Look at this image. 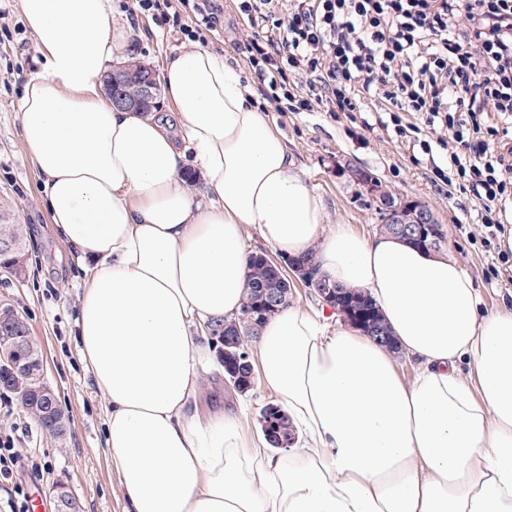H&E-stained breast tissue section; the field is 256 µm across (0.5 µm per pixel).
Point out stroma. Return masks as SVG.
<instances>
[{"mask_svg":"<svg viewBox=\"0 0 512 512\" xmlns=\"http://www.w3.org/2000/svg\"><path fill=\"white\" fill-rule=\"evenodd\" d=\"M115 23L131 26L134 61L152 71L163 69L166 57L188 40L163 33L150 20L132 21L114 10ZM34 41L0 45V71L18 63L22 73L0 82V202L9 203L17 223L27 230L25 276L0 269V305L21 316L46 361L45 380L54 390L69 419L65 436L41 431L20 402L0 405V439H12L39 473L21 468L15 482L40 493L45 512H56L52 489L68 485L79 499L81 512H125V502L105 446V415L100 390L86 369L75 342V311L82 277L70 248L56 238L49 224L39 186V174L21 142L18 110L22 88L33 67ZM269 120L288 142L294 161L327 208L329 223L350 225L358 233L375 234L379 215L366 203L365 191L351 179V169L372 174L394 197L413 199L429 207L448 230L445 254L454 258L472 278L485 312L512 306V285L491 278L493 252L474 243L476 213L471 195H444L426 176L427 166L415 163L411 150L391 139L382 128L359 129L346 118L322 112L269 113ZM202 414L218 409L234 413L248 435L260 432L262 407L271 392L254 386L246 394L225 388L216 371L202 376Z\"/></svg>","mask_w":512,"mask_h":512,"instance_id":"stroma-1","label":"stroma"}]
</instances>
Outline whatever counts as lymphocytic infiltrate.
<instances>
[{
    "instance_id": "obj_1",
    "label": "lymphocytic infiltrate",
    "mask_w": 512,
    "mask_h": 512,
    "mask_svg": "<svg viewBox=\"0 0 512 512\" xmlns=\"http://www.w3.org/2000/svg\"><path fill=\"white\" fill-rule=\"evenodd\" d=\"M263 112H329L378 123L409 149L440 153L432 181L470 192L496 250L512 221V0H232ZM189 40L224 28L218 0H121Z\"/></svg>"
}]
</instances>
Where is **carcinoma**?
I'll return each mask as SVG.
<instances>
[{
	"label": "carcinoma",
	"instance_id": "obj_1",
	"mask_svg": "<svg viewBox=\"0 0 512 512\" xmlns=\"http://www.w3.org/2000/svg\"><path fill=\"white\" fill-rule=\"evenodd\" d=\"M0 239H8L17 244L18 249L10 254H1L5 265L15 269L14 259L26 250V236L22 225L0 219ZM333 289L334 310L345 316L362 333L385 346L393 353H399V347L385 322L380 310L370 295L366 292L346 287L341 284L323 281ZM276 296L275 306L268 303L270 296ZM292 295L291 283L277 262L272 260L264 251L251 256L249 274L246 284V294L240 312L230 320L219 323L222 327L224 340L232 343L225 347L220 358L224 366V379L237 392L246 393L254 387V369L243 366V357L251 353L253 340L259 335L263 323L288 306ZM21 405L36 419L41 431L47 435L53 432L52 425L41 414V399L31 389L26 380L14 379L7 383ZM259 421H264L267 428L262 433L268 445L279 448L280 441L295 438L294 427L287 412L282 406L273 401L268 402L260 411Z\"/></svg>",
	"mask_w": 512,
	"mask_h": 512
}]
</instances>
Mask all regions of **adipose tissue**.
Instances as JSON below:
<instances>
[{
	"mask_svg": "<svg viewBox=\"0 0 512 512\" xmlns=\"http://www.w3.org/2000/svg\"><path fill=\"white\" fill-rule=\"evenodd\" d=\"M36 45L22 144L53 234L84 271L77 335L106 399L125 512H512V309L484 313L456 260L326 222V205L221 54L163 65L168 112L101 93L133 50L111 0H20ZM201 177L206 201L190 192ZM367 291L400 350L287 307L254 342L297 432L274 455L235 416H202L213 326L246 291L244 231ZM469 373H462V365Z\"/></svg>",
	"mask_w": 512,
	"mask_h": 512,
	"instance_id": "1",
	"label": "adipose tissue"
}]
</instances>
